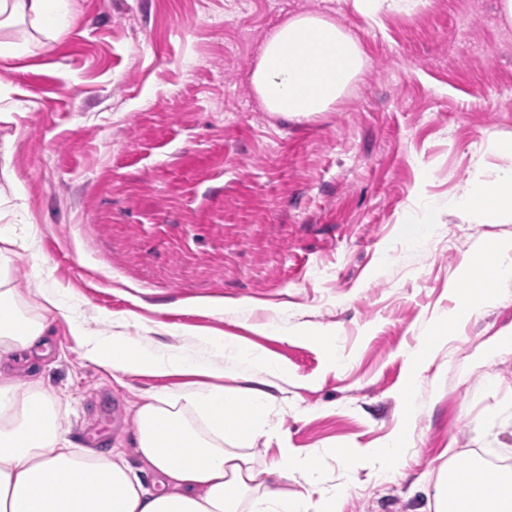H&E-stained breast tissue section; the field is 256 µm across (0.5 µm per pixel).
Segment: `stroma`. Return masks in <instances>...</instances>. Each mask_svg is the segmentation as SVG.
Wrapping results in <instances>:
<instances>
[{
    "label": "stroma",
    "instance_id": "35a3bbf8",
    "mask_svg": "<svg viewBox=\"0 0 512 512\" xmlns=\"http://www.w3.org/2000/svg\"><path fill=\"white\" fill-rule=\"evenodd\" d=\"M64 34L0 63V222L29 239L13 258L21 295L43 284L94 334L165 350L195 334L230 336L287 367L254 377L225 356L224 386L264 391L273 433L250 450L267 469L280 444L318 453V478L268 482L319 500L349 488L341 512H430L424 489L448 458L512 465V354L477 353L512 333V297L470 320L400 391L428 323L456 304L448 285L476 239L511 224L450 212L486 134L512 141V101L483 98L512 84V26L497 0H427L411 16L367 25L345 0H70ZM298 10L354 31L368 66L332 111L309 121L265 112L249 71L275 25ZM436 209L421 242L408 215ZM52 356L37 371L65 407L75 447L128 450L150 393L190 376L115 380L84 360L59 315ZM334 347L340 364L325 353ZM410 452L382 482L343 448L381 447L401 425Z\"/></svg>",
    "mask_w": 512,
    "mask_h": 512
}]
</instances>
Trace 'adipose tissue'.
Returning <instances> with one entry per match:
<instances>
[{"label": "adipose tissue", "mask_w": 512, "mask_h": 512, "mask_svg": "<svg viewBox=\"0 0 512 512\" xmlns=\"http://www.w3.org/2000/svg\"><path fill=\"white\" fill-rule=\"evenodd\" d=\"M424 0H351L369 25L390 15H411ZM30 25L47 40L69 25L68 0H0V29ZM368 58L360 39L331 17L298 13L274 27L249 72L265 111L288 120H308L331 111L359 80ZM457 214L478 221L512 222V167L494 178L475 170L454 201ZM20 246L0 228V364H29L50 352L51 312L61 313L87 360L124 375L192 373L218 378L224 353L235 351L254 374L287 376L264 352L227 336H201L195 348L158 351L119 333H90L64 309L60 288H38L20 299L10 267ZM483 279L463 269L451 283L459 305L447 320L422 336L411 358L412 373L433 364L438 349L466 322L481 316L512 290V238L479 239ZM269 398L261 390L231 392L199 386L181 396L152 395L136 413L131 446L155 480L145 486L120 454L74 448L57 416L55 399L38 381L25 389L0 383V512H340L346 486L317 502L260 481L247 448L269 425ZM409 452L407 434L381 448H347L342 458H361L378 473L395 475ZM434 512H512V470L496 479L478 462L440 468L433 485Z\"/></svg>", "instance_id": "1"}]
</instances>
